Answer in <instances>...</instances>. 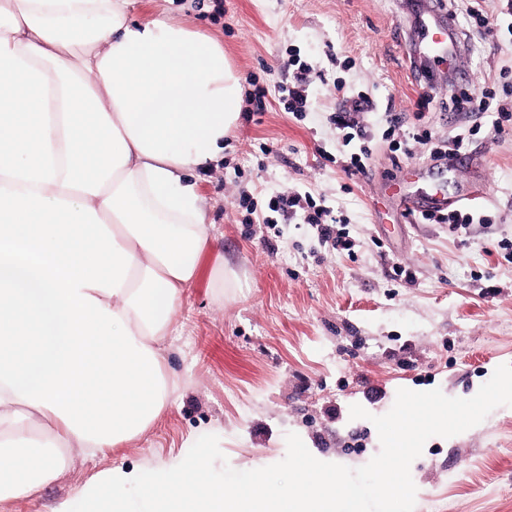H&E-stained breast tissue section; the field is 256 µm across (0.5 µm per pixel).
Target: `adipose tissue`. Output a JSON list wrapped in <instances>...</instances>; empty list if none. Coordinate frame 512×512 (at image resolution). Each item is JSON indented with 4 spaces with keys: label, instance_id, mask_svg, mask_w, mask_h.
I'll list each match as a JSON object with an SVG mask.
<instances>
[{
    "label": "adipose tissue",
    "instance_id": "ef3b65f1",
    "mask_svg": "<svg viewBox=\"0 0 512 512\" xmlns=\"http://www.w3.org/2000/svg\"><path fill=\"white\" fill-rule=\"evenodd\" d=\"M129 0H0V506L145 434L241 75Z\"/></svg>",
    "mask_w": 512,
    "mask_h": 512
}]
</instances>
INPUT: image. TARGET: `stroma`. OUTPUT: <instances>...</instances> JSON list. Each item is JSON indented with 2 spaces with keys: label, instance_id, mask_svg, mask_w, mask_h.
Listing matches in <instances>:
<instances>
[{
  "label": "stroma",
  "instance_id": "35a3bbf8",
  "mask_svg": "<svg viewBox=\"0 0 512 512\" xmlns=\"http://www.w3.org/2000/svg\"><path fill=\"white\" fill-rule=\"evenodd\" d=\"M466 7L457 0L452 9L469 44L458 66L477 89L512 67V32L477 29ZM129 12L139 21L173 15L223 44L244 77L241 117L219 169L197 175L210 241L173 317L169 406L146 434L76 464L15 512H52L95 473L158 465L205 434L219 437L235 469L281 461L289 432L357 468L381 445L369 419H350L351 405L385 414L401 388L468 398L512 364V259L501 248L512 242V120L456 111L437 67L414 83L396 0H131ZM295 59L321 74L302 113L278 91ZM338 82L376 104L359 118L378 137L363 173L347 170L333 123ZM427 84L432 99L417 108ZM394 115L437 142L478 126L468 146L476 168L444 176L449 194L482 190L473 224L402 217L388 182L431 157L426 146L407 155L382 141ZM294 187L339 211L352 252L325 248L314 225L270 212L269 201ZM244 193L254 214L238 205ZM398 265L413 281L395 277ZM411 471L414 512H512V406L464 435L431 437Z\"/></svg>",
  "mask_w": 512,
  "mask_h": 512
}]
</instances>
